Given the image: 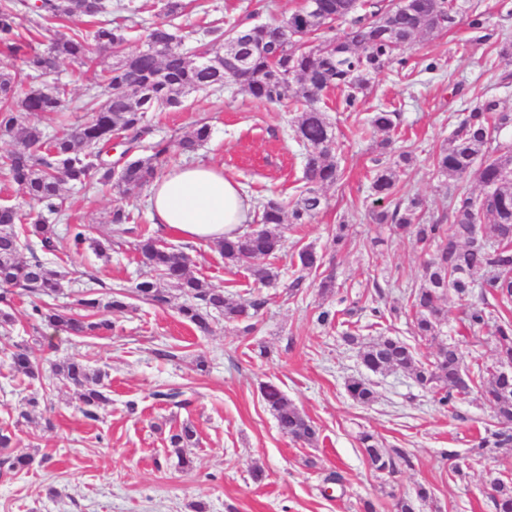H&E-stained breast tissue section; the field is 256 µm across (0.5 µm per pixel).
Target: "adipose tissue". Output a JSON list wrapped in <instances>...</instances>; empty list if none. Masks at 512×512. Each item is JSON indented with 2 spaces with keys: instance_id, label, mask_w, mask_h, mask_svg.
<instances>
[{
  "instance_id": "ef3b65f1",
  "label": "adipose tissue",
  "mask_w": 512,
  "mask_h": 512,
  "mask_svg": "<svg viewBox=\"0 0 512 512\" xmlns=\"http://www.w3.org/2000/svg\"><path fill=\"white\" fill-rule=\"evenodd\" d=\"M155 224L189 240L219 241L245 224L251 202L222 168L197 163L168 171L149 189Z\"/></svg>"
}]
</instances>
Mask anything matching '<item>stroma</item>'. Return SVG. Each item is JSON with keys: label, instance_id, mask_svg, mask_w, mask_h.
<instances>
[{"label": "stroma", "instance_id": "35a3bbf8", "mask_svg": "<svg viewBox=\"0 0 512 512\" xmlns=\"http://www.w3.org/2000/svg\"><path fill=\"white\" fill-rule=\"evenodd\" d=\"M486 24L475 32L466 24L442 32H423L404 52L405 68L392 65L376 75L357 110H344L336 92L323 94L326 115L340 147L335 161L341 176L324 188L326 207L307 224L281 226L284 250L275 259L278 278L255 281L252 266L225 262L218 243L185 242L156 228L147 192L120 198L116 189L65 186L67 211L57 222L62 238L56 261L68 272L56 302L73 305L91 280L133 289L152 278L135 251L140 230L162 242L185 247L193 275L223 289L225 295L263 299L255 328L225 323L216 316L210 333H202L178 313L185 298L178 288L165 289V304L130 298L129 307L113 315V329L99 336H72L63 328L31 319V299L15 295L11 326L0 328V425L15 433L14 450L34 458L51 456L18 474L0 475V512H362L372 501L376 512H394L396 497L414 494L417 485L432 497L419 512H494L486 493L489 479L512 473V448L495 456L471 454L480 436L494 428V412L481 395L455 407L439 405L408 374L387 371L367 375L356 346L342 339L357 326L362 343L380 335L412 341L408 297L420 285L424 254L412 237L394 234L390 225L374 223L378 203L371 189L381 133L367 121L372 112L397 110L400 123L390 137L397 151H410L412 165L398 176L397 198H420L428 219L449 213L451 180L436 174L433 158L448 144L455 117L482 98H494L512 111V0H473ZM178 24L185 48L206 39L211 26H226L252 10L254 0H183ZM93 65L77 69L60 63L58 81L66 83L65 119H78L83 100L103 53L92 51ZM437 70H428V63ZM297 111L288 103L270 104L232 88L189 95L182 108L148 115L149 141L168 147L171 165L188 161L220 166L253 201L279 200L292 209L304 186L303 150L295 136ZM211 128L210 140L193 156L182 155L178 141L194 124ZM122 201L133 216V230L115 236L108 215ZM350 226L345 247L334 242L336 226ZM84 225L94 238L112 240L109 257L84 247L73 250L67 228ZM304 247L323 256L322 266L292 289L291 256ZM333 278L335 288L322 294L319 284ZM444 334L459 341L466 354L486 364L496 360L490 336L460 328L462 306L456 296L443 303ZM384 315L372 329L373 309ZM331 322L320 323V312ZM29 348L41 380L27 385L10 368L16 346ZM85 360L109 374L110 401L98 422L77 408L73 389L65 387L53 366L68 358ZM205 359L206 370L196 362ZM369 376L377 393L368 407L355 404L345 384ZM278 385L314 422L318 439L292 441L278 429L261 397L262 383ZM183 391L186 405L157 399V392ZM38 406H29L30 396ZM196 431L193 466L177 467L168 436L182 425ZM375 435L381 448L405 456L395 474L373 471L361 450V432ZM460 453V473L448 465L449 450ZM265 478L254 482L253 469ZM339 473L343 488L322 493L323 480Z\"/></svg>", "mask_w": 512, "mask_h": 512}]
</instances>
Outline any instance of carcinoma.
<instances>
[{
  "label": "carcinoma",
  "mask_w": 512,
  "mask_h": 512,
  "mask_svg": "<svg viewBox=\"0 0 512 512\" xmlns=\"http://www.w3.org/2000/svg\"><path fill=\"white\" fill-rule=\"evenodd\" d=\"M319 2V9L310 10L303 5L277 23L252 24L237 19L225 31L210 28L207 34L211 39L200 51H219L221 58L205 68L172 46L178 38L179 26L174 20L182 12V0H167L166 20L144 29L146 49L135 53L124 52L127 27L112 25V0H41L37 6L22 4L30 14V25L38 29L43 20L92 19L87 30L55 33L42 51L33 46L34 38L27 39L18 32L17 7L1 4L0 46L19 58L22 67L13 73H0V137L12 143L11 150L0 156V175L16 184L41 211L58 217L65 212L62 188L66 184L110 185L123 197L135 195L162 175L166 162L167 148L159 143L153 147V154L138 155L150 132L147 114L179 108L190 93L224 89L229 83L255 99L279 103L292 97L294 105L301 107L296 135L305 149L306 188L291 210L290 223H308L324 205L320 189L340 179V170L332 159L335 135L319 106L321 94L328 89L340 90L342 105L354 111L373 75L394 63L407 65L399 53L418 33L449 29L462 17L472 30L484 27L478 7H467L462 0ZM338 21L347 24L343 34L322 38ZM94 47L111 53L112 61L100 69L87 88L84 106L91 108L92 116L62 129L51 140L27 115L60 113L68 101L67 85L54 81L52 89L47 90L27 87L25 82L30 76H52L65 59L87 65L92 61ZM294 82L299 88L290 96ZM397 118L395 110L375 112L370 126L390 131L396 127ZM119 136L124 138L128 156L117 174L112 166L98 163V158L109 153L113 139ZM511 136L512 112L500 110L494 99L478 101L457 114L448 147L433 163L440 175L457 182L450 225L440 220L421 221L420 201L415 197L374 214L377 223L390 224L397 232L414 237L424 249L433 248L422 266V283L410 294L415 336L434 341L441 335L445 317L442 302L451 292L465 302L462 328L473 334L487 329L493 336L497 366L486 365L475 357L467 359L458 343L450 340L439 343L432 358L422 363L414 347L397 337L382 336L363 345L350 331L343 336L347 344L359 347L361 363L368 371L407 373L419 387L432 392L442 406L452 407L475 392L482 393L493 405L498 428L486 431L472 448L479 456H491L500 448L512 447V374L501 369L512 365ZM209 138L210 128L198 125L180 139V151L193 154ZM390 145L389 140L380 143L384 159L376 160L373 170L372 190L380 202L395 194L398 169L412 162L411 153L395 155ZM470 179L482 186L481 194L475 196L464 186ZM249 223L261 225L260 230L237 232L219 247L231 264L252 262L255 280L266 284L278 277L267 260L277 258L283 248L282 203L272 198L259 203L250 212ZM68 233L77 249L86 244L100 256L112 250V240L92 238L79 224L69 228ZM57 244L55 225L17 207L0 206V326L12 325V289L22 287L34 297L31 316L45 325L62 327L74 336L111 330L112 323L104 316L128 308L124 290L103 293L88 286L77 299L78 311L70 312L51 303L63 292L65 274L36 255L28 261L19 259L21 251L32 252L36 246L53 254ZM137 251L141 262L156 272V278L136 284L137 297L166 303L165 289L160 287L166 282L181 289L186 301L179 313L201 331L210 330L214 312L222 315L226 323L245 324L246 332L254 329L251 320L260 302L228 297L224 291L190 275L188 253L163 246L147 232L139 234ZM292 263L299 272L292 287L299 288L304 274L321 265V255L304 247L293 255ZM475 295L478 300H471ZM10 367L31 382L39 380L38 365L22 346L12 352ZM56 373L64 385L74 388L84 418L98 421V410L109 402L108 373L92 369L78 359L57 364ZM346 391L361 406L376 399L372 384L364 378L349 380ZM261 394L283 434L309 444L317 439V428L288 402L277 385H262ZM195 438L196 432L189 424L169 436L172 453L182 469L193 466L187 450L195 444ZM359 441L373 470L396 472L400 454L379 448L375 436L368 432L361 433ZM33 463L31 455L21 453L1 459L0 467L16 474ZM491 490L496 512H512V481L495 478ZM429 496L427 487L417 488L416 499L425 501ZM414 500L397 498L394 512H415Z\"/></svg>",
  "instance_id": "carcinoma-1"
}]
</instances>
